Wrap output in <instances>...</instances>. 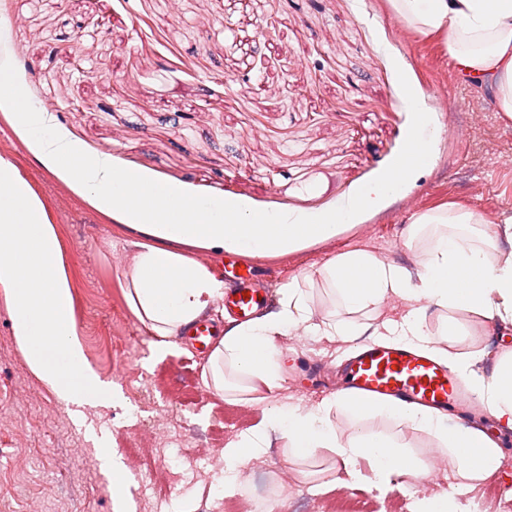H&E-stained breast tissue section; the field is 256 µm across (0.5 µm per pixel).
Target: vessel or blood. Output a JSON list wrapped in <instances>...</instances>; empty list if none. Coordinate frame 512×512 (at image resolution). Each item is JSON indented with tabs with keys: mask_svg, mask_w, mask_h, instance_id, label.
Listing matches in <instances>:
<instances>
[{
	"mask_svg": "<svg viewBox=\"0 0 512 512\" xmlns=\"http://www.w3.org/2000/svg\"><path fill=\"white\" fill-rule=\"evenodd\" d=\"M224 278L232 285L224 306L238 321H248L266 305L268 295L255 286L250 268L226 259ZM186 333L196 354L210 352L215 336L210 322L197 320ZM337 388L362 399L382 397L427 407L442 420L466 418L467 395L460 378L433 353L402 344L358 348L345 361Z\"/></svg>",
	"mask_w": 512,
	"mask_h": 512,
	"instance_id": "vessel-or-blood-1",
	"label": "vessel or blood"
}]
</instances>
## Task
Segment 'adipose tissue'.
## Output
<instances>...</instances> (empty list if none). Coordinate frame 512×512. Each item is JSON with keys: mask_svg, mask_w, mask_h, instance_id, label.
<instances>
[{"mask_svg": "<svg viewBox=\"0 0 512 512\" xmlns=\"http://www.w3.org/2000/svg\"><path fill=\"white\" fill-rule=\"evenodd\" d=\"M412 33L441 37L463 76L488 92L498 109L512 118V0H390ZM0 99L16 111L21 128L33 140L40 158L57 164L68 179L104 215L147 236L129 272L132 308L167 348L169 337L214 307L224 296V282L206 266L173 251V244L223 250L231 246L248 255L269 253L288 243L330 235L336 226L353 223L356 215L381 197L397 194L400 180L388 177L368 185L349 200L333 223L311 224L283 212L243 213L223 199L196 197L180 187L145 180L139 173L115 168L108 155L84 156L60 127L55 114L37 107L15 83L10 61L0 62ZM480 248L464 246L456 236H442L420 262L418 275L387 264L375 255L351 250L318 269L348 311L374 319L385 297L407 304L400 319L385 322L387 335L428 347L425 311L463 310L482 323H512V255L492 263L484 236ZM0 300L12 332L31 371L68 405H91L108 396L109 388L90 368L72 312L71 286L61 246L42 198L10 160L0 157ZM276 312L233 325L216 342L203 372L207 388L225 394L229 403L259 393L267 399L260 417L237 440L228 443L229 466L247 463L264 453L271 433L286 440L297 459L327 452L334 477L323 491L359 488L376 499L403 490L407 479L420 478L424 462L395 435L370 427V416L406 421L442 435L448 447V471L458 489L468 492L495 480L504 451L482 432L456 425L448 429L428 412L384 402L361 403L349 394H335L308 409L272 404L282 387L278 341L302 326L314 336L352 341L363 325L315 319L307 291L288 284ZM449 365L466 376L471 390L500 426L512 429V353L504 354L490 376L472 373L476 350L445 353ZM340 408L358 424L340 439L330 413Z\"/></svg>", "mask_w": 512, "mask_h": 512, "instance_id": "obj_1", "label": "adipose tissue"}]
</instances>
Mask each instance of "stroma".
Masks as SVG:
<instances>
[{"instance_id":"obj_1","label":"stroma","mask_w":512,"mask_h":512,"mask_svg":"<svg viewBox=\"0 0 512 512\" xmlns=\"http://www.w3.org/2000/svg\"><path fill=\"white\" fill-rule=\"evenodd\" d=\"M273 23L271 38L260 31ZM272 66L247 73L245 43ZM11 51L16 82L53 112L81 149L116 167L222 198L241 211H283L321 223L371 183L401 173L399 193L375 201L334 234L246 257L258 285L305 281L315 315L335 310L317 268L350 250L416 269L440 234L412 215L449 205L473 209L497 246L512 215V120L493 98L456 73L435 42L417 39L388 0H0V50ZM8 102L0 101V156L12 160L48 207L72 287L87 361L112 399L82 407L83 425L34 375L0 303V512H113L86 427L105 432L126 460L131 512H224L226 494L255 486L258 468L287 469L290 484L260 512H318L329 497L303 475L285 440L250 461L231 488L214 463L259 416L230 405L202 381L206 360L184 338L155 355V337L132 310L129 271L143 236L101 215L53 163L41 160ZM463 136L450 135L452 127ZM434 131L426 163L403 165L408 145ZM433 346L484 349L490 375L512 350V325L472 340L442 333L427 313ZM280 402L310 407L329 397L310 362L336 368L353 343L294 329L279 342ZM430 463L410 495L379 501L380 512L412 497L472 503L448 477L442 439L406 422L375 418Z\"/></svg>"}]
</instances>
